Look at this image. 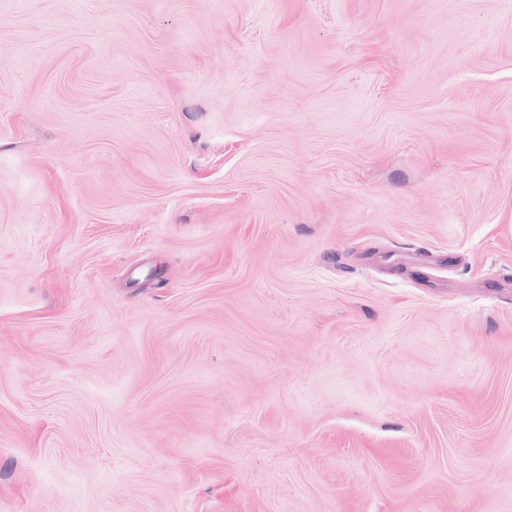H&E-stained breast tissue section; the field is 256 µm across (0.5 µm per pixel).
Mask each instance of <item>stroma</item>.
<instances>
[{
  "label": "stroma",
  "mask_w": 512,
  "mask_h": 512,
  "mask_svg": "<svg viewBox=\"0 0 512 512\" xmlns=\"http://www.w3.org/2000/svg\"><path fill=\"white\" fill-rule=\"evenodd\" d=\"M0 512H512V0H0Z\"/></svg>",
  "instance_id": "obj_1"
}]
</instances>
